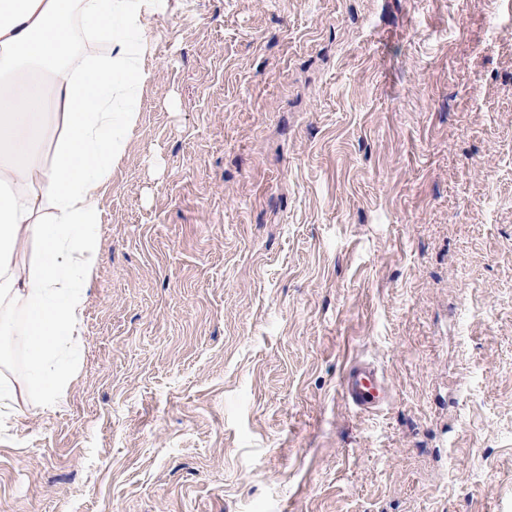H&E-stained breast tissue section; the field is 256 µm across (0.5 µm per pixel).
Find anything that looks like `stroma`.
<instances>
[{"mask_svg":"<svg viewBox=\"0 0 512 512\" xmlns=\"http://www.w3.org/2000/svg\"><path fill=\"white\" fill-rule=\"evenodd\" d=\"M149 64L0 512H512V0H170ZM342 395L358 411H371L390 400L383 375L372 363L354 360L347 366L342 383Z\"/></svg>","mask_w":512,"mask_h":512,"instance_id":"35a3bbf8","label":"stroma"}]
</instances>
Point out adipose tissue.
<instances>
[{
  "instance_id": "ef3b65f1",
  "label": "adipose tissue",
  "mask_w": 512,
  "mask_h": 512,
  "mask_svg": "<svg viewBox=\"0 0 512 512\" xmlns=\"http://www.w3.org/2000/svg\"><path fill=\"white\" fill-rule=\"evenodd\" d=\"M169 0H0V405H59L98 262L99 200L138 123L152 18ZM108 44L70 66L73 33Z\"/></svg>"
}]
</instances>
